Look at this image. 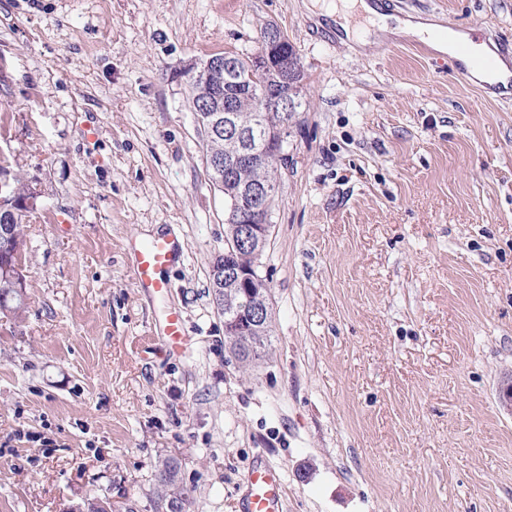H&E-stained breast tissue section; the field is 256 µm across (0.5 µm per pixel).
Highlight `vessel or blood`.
Returning a JSON list of instances; mask_svg holds the SVG:
<instances>
[{"label":"vessel or blood","mask_w":512,"mask_h":512,"mask_svg":"<svg viewBox=\"0 0 512 512\" xmlns=\"http://www.w3.org/2000/svg\"><path fill=\"white\" fill-rule=\"evenodd\" d=\"M125 249L131 259L134 286L141 292L161 296L168 291L164 270L179 260V240L161 233L148 239L130 238ZM160 336L168 351L178 350L185 342L183 319L177 310H169L159 326ZM239 512H284L281 473L266 461H256L249 469L239 500Z\"/></svg>","instance_id":"1"}]
</instances>
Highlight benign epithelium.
Instances as JSON below:
<instances>
[{
    "instance_id": "1",
    "label": "benign epithelium",
    "mask_w": 512,
    "mask_h": 512,
    "mask_svg": "<svg viewBox=\"0 0 512 512\" xmlns=\"http://www.w3.org/2000/svg\"><path fill=\"white\" fill-rule=\"evenodd\" d=\"M263 48L248 65L239 57L226 53L224 58L208 57L186 67L180 76L188 86L215 101V107L207 117V131L211 137L224 138V156L211 157L207 163L212 178L220 188L224 180L232 181L243 165L267 170L278 169L288 163L284 153L288 126L292 124L298 109L301 92V67L296 54L289 49L290 41L281 28L267 24L262 38ZM235 85L249 90L250 101L256 112L279 111L285 120L275 134H263L257 123L245 125L239 121L237 102L222 95V86ZM278 193V186L263 179L238 182L236 197L231 206L232 220H240L234 226L237 243L261 254L269 236V217ZM41 192L32 187L23 201H15L8 169L0 170V213H15L22 208L30 212L38 210ZM21 251L14 225L0 224V252L16 256ZM218 287L229 283L235 295L246 299L252 320L250 328H256L270 312V294L255 295L248 288L250 274L235 268H219L215 275Z\"/></svg>"
}]
</instances>
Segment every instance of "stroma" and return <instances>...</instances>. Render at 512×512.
Listing matches in <instances>:
<instances>
[{
  "label": "stroma",
  "instance_id": "1",
  "mask_svg": "<svg viewBox=\"0 0 512 512\" xmlns=\"http://www.w3.org/2000/svg\"><path fill=\"white\" fill-rule=\"evenodd\" d=\"M379 2L512 58V0ZM269 22L303 89L258 260L271 346L244 371L181 72L252 55ZM455 66L404 35L341 41L311 0H0V160L42 191L27 306L0 314V512H168L166 458L188 512H234L259 458L285 512H512V97ZM158 231L184 247L161 300L124 255ZM159 330V334L169 352H175L185 343L183 319L177 310L171 308L168 311L163 322L159 325ZM163 473H167L168 476L163 478ZM179 474V464L175 459L168 458L162 461L161 467L157 469L154 474V481L157 483L158 489L160 492L159 497L164 500H167V508H172L174 506V502H180L181 505L178 508V511H182L183 504L187 501L184 496V493L177 485Z\"/></svg>",
  "mask_w": 512,
  "mask_h": 512
}]
</instances>
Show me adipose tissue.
<instances>
[{
    "label": "adipose tissue",
    "mask_w": 512,
    "mask_h": 512,
    "mask_svg": "<svg viewBox=\"0 0 512 512\" xmlns=\"http://www.w3.org/2000/svg\"><path fill=\"white\" fill-rule=\"evenodd\" d=\"M324 12L358 44L408 33L440 54L462 58L477 83L504 88L512 84V60L501 56L493 43H473L469 33L386 14L374 0H337Z\"/></svg>",
    "instance_id": "ef3b65f1"
}]
</instances>
